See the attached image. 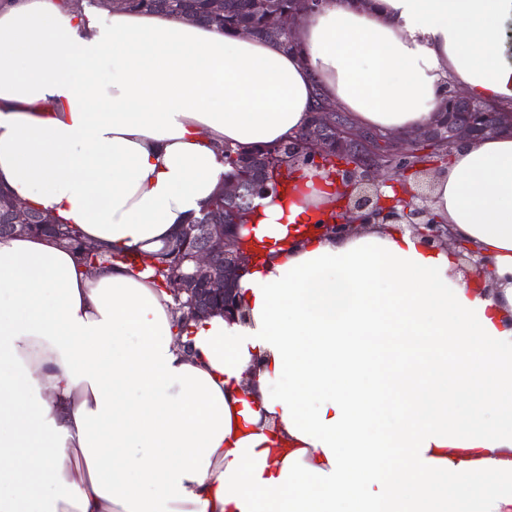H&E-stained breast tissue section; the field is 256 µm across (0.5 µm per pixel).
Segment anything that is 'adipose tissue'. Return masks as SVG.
<instances>
[{
    "label": "adipose tissue",
    "instance_id": "1",
    "mask_svg": "<svg viewBox=\"0 0 512 512\" xmlns=\"http://www.w3.org/2000/svg\"><path fill=\"white\" fill-rule=\"evenodd\" d=\"M511 27L512 0H328L289 51L0 0V188L150 250L223 184L225 147L292 142L317 100L402 135L451 87L512 111ZM338 190L309 166L255 199L242 322L0 239V512H512V128L454 147L430 192L492 274L404 224L320 235Z\"/></svg>",
    "mask_w": 512,
    "mask_h": 512
}]
</instances>
